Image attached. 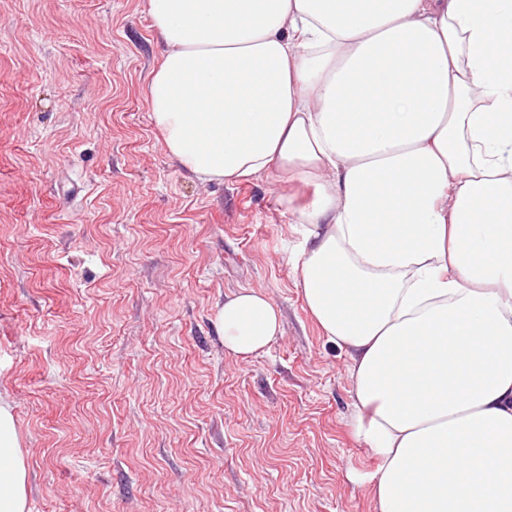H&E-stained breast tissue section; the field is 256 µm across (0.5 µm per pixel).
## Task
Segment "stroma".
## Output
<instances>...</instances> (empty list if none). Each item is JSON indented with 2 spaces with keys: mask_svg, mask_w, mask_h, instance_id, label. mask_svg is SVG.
<instances>
[{
  "mask_svg": "<svg viewBox=\"0 0 512 512\" xmlns=\"http://www.w3.org/2000/svg\"><path fill=\"white\" fill-rule=\"evenodd\" d=\"M160 58L144 0H0V397L28 512H377L288 186L171 159ZM249 288L282 327L242 359L217 315Z\"/></svg>",
  "mask_w": 512,
  "mask_h": 512,
  "instance_id": "stroma-1",
  "label": "stroma"
}]
</instances>
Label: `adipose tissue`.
I'll return each instance as SVG.
<instances>
[{
  "label": "adipose tissue",
  "mask_w": 512,
  "mask_h": 512,
  "mask_svg": "<svg viewBox=\"0 0 512 512\" xmlns=\"http://www.w3.org/2000/svg\"><path fill=\"white\" fill-rule=\"evenodd\" d=\"M168 153L203 182L274 172L294 271L349 358L378 512H512V0H145ZM240 358L280 314H218ZM0 399V512H27Z\"/></svg>",
  "instance_id": "obj_1"
}]
</instances>
